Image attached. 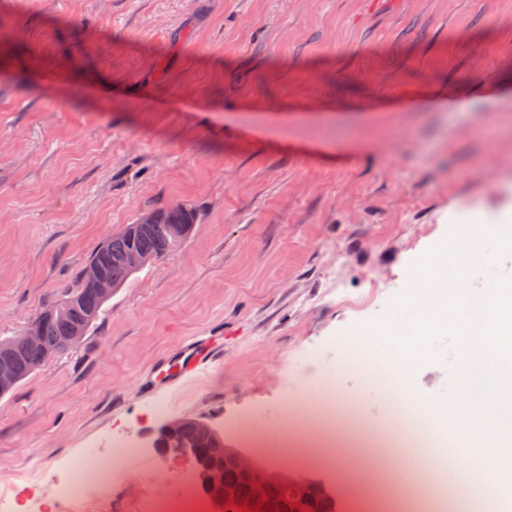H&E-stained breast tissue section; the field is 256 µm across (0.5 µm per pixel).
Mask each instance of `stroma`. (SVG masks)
I'll return each instance as SVG.
<instances>
[{"label": "stroma", "mask_w": 512, "mask_h": 512, "mask_svg": "<svg viewBox=\"0 0 512 512\" xmlns=\"http://www.w3.org/2000/svg\"><path fill=\"white\" fill-rule=\"evenodd\" d=\"M191 204L197 229L138 272L72 350L0 397V494L50 500L67 459L142 445L111 512L198 489L145 442L192 417L268 465L330 484L344 448L259 447L314 416L338 356L386 323L450 225L512 220V0H0V339L24 330L107 236ZM217 365L178 377L189 344ZM363 429L399 428L365 377Z\"/></svg>", "instance_id": "1"}]
</instances>
